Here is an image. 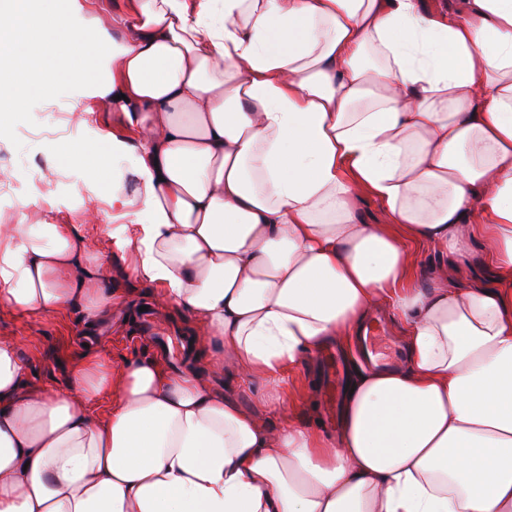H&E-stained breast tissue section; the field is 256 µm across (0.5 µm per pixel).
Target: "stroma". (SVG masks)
Wrapping results in <instances>:
<instances>
[{
	"mask_svg": "<svg viewBox=\"0 0 512 512\" xmlns=\"http://www.w3.org/2000/svg\"><path fill=\"white\" fill-rule=\"evenodd\" d=\"M103 65L96 64L81 74L60 72L48 98L31 99L19 112L0 118V171L9 177L0 181V209L28 221L65 224L72 220L91 196L106 197L115 176H122L128 185H135L131 156L115 159L106 166L79 163L63 153V146L78 142L92 144L96 151L110 152L111 138L121 135L122 127L115 112L101 101L88 98L91 87L104 76ZM86 108L85 121L75 134H47L52 108L70 111L71 107ZM42 130L43 135L28 146L32 175H25L13 157L23 131ZM119 219L104 212L98 223L84 227L112 268L110 288L125 292L127 306L122 311L88 327L78 309L72 308L57 315L22 313L0 302V336L9 337L19 346L21 359L31 381L39 386L65 388L73 365L85 353L93 350L112 362L119 363L133 355L159 356L171 373L193 367L203 372L211 387L225 398L244 408L257 411L269 430H278L292 420L308 428L336 434L337 423L325 420L321 396V372L313 356H305L300 365L285 376L278 394L283 400L280 409H260L262 396L270 392L266 382L243 380L232 368L224 372L210 371V359L221 356L217 343L201 337L195 321L180 309L160 307L155 283L134 278L126 268L121 253L112 247V230ZM419 258L418 282L448 273L458 285L492 284L493 275L487 257L478 240H468L461 259L453 260L424 244H415ZM148 307L153 315L154 329L171 337L173 354H158L152 341L139 329L140 307Z\"/></svg>",
	"mask_w": 512,
	"mask_h": 512,
	"instance_id": "35a3bbf8",
	"label": "stroma"
}]
</instances>
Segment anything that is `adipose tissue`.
Wrapping results in <instances>:
<instances>
[{
    "mask_svg": "<svg viewBox=\"0 0 512 512\" xmlns=\"http://www.w3.org/2000/svg\"><path fill=\"white\" fill-rule=\"evenodd\" d=\"M39 2L0 0L7 108L46 93L49 58L110 43L94 95L127 135L71 153H134L113 243L223 349L212 369L276 382L382 301L408 355L351 382L331 439L147 357L84 355L47 391L0 337V512H512V0H72L79 26ZM365 192L386 223H362ZM97 214L0 212V302L121 308ZM475 233L498 285L414 282L411 242L457 256Z\"/></svg>",
    "mask_w": 512,
    "mask_h": 512,
    "instance_id": "adipose-tissue-1",
    "label": "adipose tissue"
}]
</instances>
